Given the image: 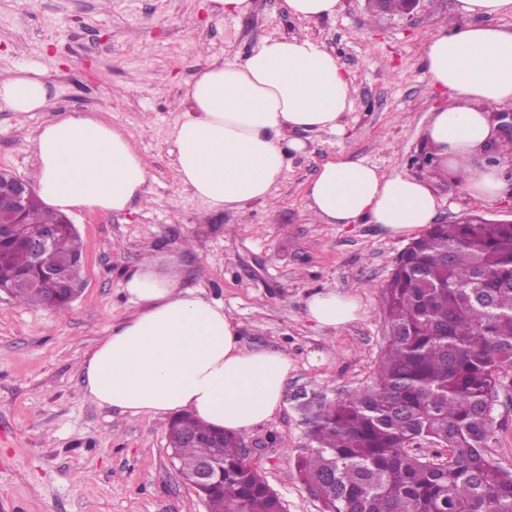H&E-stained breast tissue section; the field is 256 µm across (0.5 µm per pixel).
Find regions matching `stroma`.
Returning a JSON list of instances; mask_svg holds the SVG:
<instances>
[{"label":"stroma","mask_w":512,"mask_h":512,"mask_svg":"<svg viewBox=\"0 0 512 512\" xmlns=\"http://www.w3.org/2000/svg\"><path fill=\"white\" fill-rule=\"evenodd\" d=\"M343 3L336 17L313 21L289 16L285 0H253L241 19L209 13L205 0H0V76L35 63L55 87L48 111H0V171L33 181L38 129L79 110L133 134L153 174L146 199L126 211L73 216L83 288L65 312L0 292V512H207L170 461L169 417L99 406L82 385L83 362L130 313L125 273L146 259L160 274L180 269L185 285L222 301L245 349L288 356L279 411L241 438L287 512H320L295 460L312 445L308 421L319 408L371 384L388 331L382 287L407 241L374 224L314 222L306 188L319 163L342 151L434 179L439 224L512 217V190L474 201L421 146L434 109L450 102L431 87L422 56L453 19L455 0H421L409 17ZM275 36L307 37L335 55L355 87L350 134L305 133L308 152L291 161L274 205L233 215L179 188L170 131L201 66L246 57ZM325 288L354 298L358 319L315 327L306 301ZM496 418L488 453L512 470L510 382L499 389Z\"/></svg>","instance_id":"1"}]
</instances>
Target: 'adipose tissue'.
<instances>
[{
  "label": "adipose tissue",
  "mask_w": 512,
  "mask_h": 512,
  "mask_svg": "<svg viewBox=\"0 0 512 512\" xmlns=\"http://www.w3.org/2000/svg\"><path fill=\"white\" fill-rule=\"evenodd\" d=\"M453 24L426 43L431 85L453 98L434 112L423 143L439 173L479 201L502 198L503 168L485 154L512 104V0H456ZM51 88L35 67L0 79V111L42 112ZM172 127L179 186L212 207L238 211L266 205L291 159L305 153L302 135H345L354 107L352 81L322 44L269 37L244 59L213 62L190 83ZM36 191L49 209L122 212L147 193L149 166L126 129L85 112H64L33 139ZM308 214L323 224H375L407 236L432 224L434 182L387 172L345 154L322 163L307 190ZM133 312L113 326L82 371L97 404L152 415L191 412L240 434L277 413L291 362L282 353L248 350L224 304L185 286L180 273L157 274L141 263L122 280ZM318 328L356 320L355 299L324 289L306 302Z\"/></svg>",
  "instance_id": "adipose-tissue-1"
}]
</instances>
